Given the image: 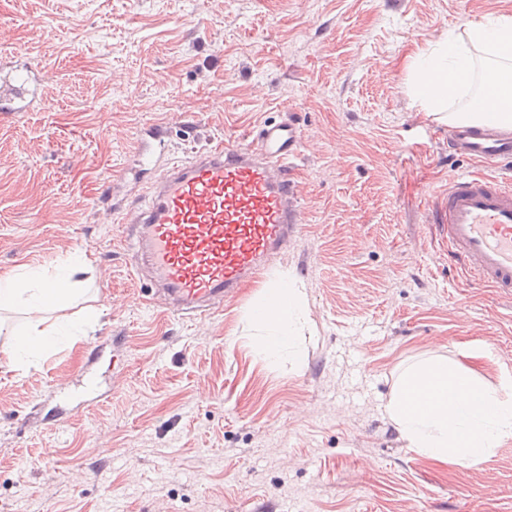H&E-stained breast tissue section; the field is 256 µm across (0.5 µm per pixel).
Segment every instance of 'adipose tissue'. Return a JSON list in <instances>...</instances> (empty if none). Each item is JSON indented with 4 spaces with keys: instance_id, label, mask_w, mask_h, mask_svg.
Masks as SVG:
<instances>
[{
    "instance_id": "adipose-tissue-1",
    "label": "adipose tissue",
    "mask_w": 512,
    "mask_h": 512,
    "mask_svg": "<svg viewBox=\"0 0 512 512\" xmlns=\"http://www.w3.org/2000/svg\"><path fill=\"white\" fill-rule=\"evenodd\" d=\"M411 91L427 109L443 112L448 125L512 128V14L465 22L409 64ZM80 264L54 270L0 273V310L23 308L28 318L10 332L0 359L27 369L55 344L79 333L48 312L85 293ZM308 304L296 278L278 272L250 307L258 347L272 357L289 356L307 322ZM402 438L427 459L475 465L512 438V397L482 385L469 371L432 356L407 366L385 406Z\"/></svg>"
}]
</instances>
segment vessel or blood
I'll return each mask as SVG.
<instances>
[{"label":"vessel or blood","mask_w":512,"mask_h":512,"mask_svg":"<svg viewBox=\"0 0 512 512\" xmlns=\"http://www.w3.org/2000/svg\"><path fill=\"white\" fill-rule=\"evenodd\" d=\"M47 63L15 65L0 58V112H29L44 100ZM168 127L140 129L135 164L121 179L144 186L127 211L136 231L131 266L170 300L200 316L256 279L298 232L293 161L303 134L292 121H267L246 144L220 142L182 162L158 153ZM448 154L512 162V133L461 127ZM439 242L460 274L512 295V183L491 175L453 177L428 204Z\"/></svg>","instance_id":"1"}]
</instances>
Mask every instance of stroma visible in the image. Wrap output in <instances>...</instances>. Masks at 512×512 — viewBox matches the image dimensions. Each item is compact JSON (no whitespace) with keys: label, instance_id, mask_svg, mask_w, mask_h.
<instances>
[{"label":"stroma","instance_id":"stroma-1","mask_svg":"<svg viewBox=\"0 0 512 512\" xmlns=\"http://www.w3.org/2000/svg\"><path fill=\"white\" fill-rule=\"evenodd\" d=\"M512 0H0V49L46 59L48 102L0 112V273L85 252L102 312L28 370L0 361V512H512V439L469 466L422 457L385 412L438 355L512 394V302L459 279L421 205L460 174L408 57ZM53 16V28L42 20ZM303 132L300 232L205 318L147 304L127 226L99 207L139 128L179 161ZM303 283L302 365L256 348L246 311Z\"/></svg>","mask_w":512,"mask_h":512}]
</instances>
